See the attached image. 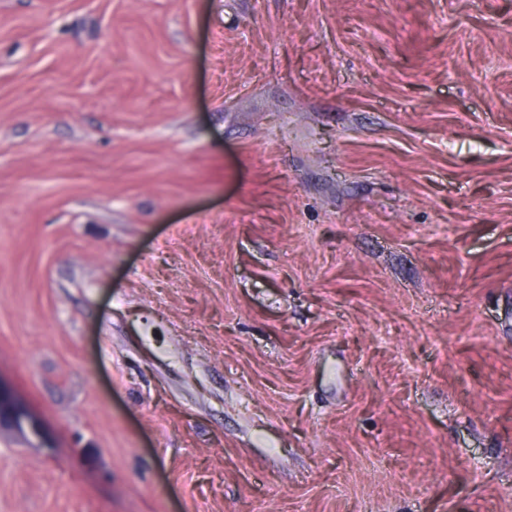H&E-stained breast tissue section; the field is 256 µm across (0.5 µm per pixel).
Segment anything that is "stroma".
I'll list each match as a JSON object with an SVG mask.
<instances>
[{
	"label": "stroma",
	"instance_id": "35a3bbf8",
	"mask_svg": "<svg viewBox=\"0 0 512 512\" xmlns=\"http://www.w3.org/2000/svg\"><path fill=\"white\" fill-rule=\"evenodd\" d=\"M0 512H512V0H0Z\"/></svg>",
	"mask_w": 512,
	"mask_h": 512
}]
</instances>
